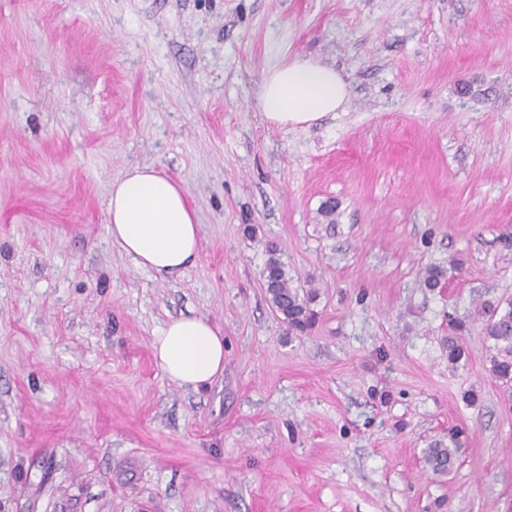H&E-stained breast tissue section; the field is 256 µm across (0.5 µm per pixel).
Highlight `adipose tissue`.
Here are the masks:
<instances>
[{
    "label": "adipose tissue",
    "instance_id": "obj_1",
    "mask_svg": "<svg viewBox=\"0 0 512 512\" xmlns=\"http://www.w3.org/2000/svg\"><path fill=\"white\" fill-rule=\"evenodd\" d=\"M349 95L339 72L296 55L267 71L259 105L279 128H307L341 110ZM112 241L135 264L160 274L179 273L198 257L199 226L184 188L151 166H138L116 180L107 204ZM164 374L181 386L211 384L224 370V334L199 316L169 320L153 339Z\"/></svg>",
    "mask_w": 512,
    "mask_h": 512
}]
</instances>
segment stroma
<instances>
[{
	"label": "stroma",
	"mask_w": 512,
	"mask_h": 512,
	"mask_svg": "<svg viewBox=\"0 0 512 512\" xmlns=\"http://www.w3.org/2000/svg\"><path fill=\"white\" fill-rule=\"evenodd\" d=\"M298 54L349 96L280 129L259 87ZM137 165L195 213L180 274L112 242ZM486 300L512 302V0H0V512H512V384L480 330L448 362ZM182 315L224 331L210 386L154 357ZM265 293L272 308L282 315L283 321L292 333L305 334L316 321V313L311 308L314 292H306L302 297L296 288L289 285L288 271L276 249L269 251L264 270ZM462 431H455L448 434V447L439 444L434 448H428L425 453V462L436 474H445L453 467L456 454L462 446Z\"/></svg>",
	"instance_id": "stroma-1"
}]
</instances>
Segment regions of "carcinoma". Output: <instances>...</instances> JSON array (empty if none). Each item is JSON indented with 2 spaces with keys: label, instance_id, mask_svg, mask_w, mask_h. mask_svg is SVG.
<instances>
[{
  "label": "carcinoma",
  "instance_id": "obj_1",
  "mask_svg": "<svg viewBox=\"0 0 512 512\" xmlns=\"http://www.w3.org/2000/svg\"><path fill=\"white\" fill-rule=\"evenodd\" d=\"M265 293L272 308L282 315L288 330L304 334L311 330L316 321V313L311 308L315 294L304 295L290 287L288 271L277 250L269 251L264 270ZM482 321V331L493 342L489 371L493 377L505 384L512 382V302L508 309L499 312V306L490 302L480 304L474 315L467 319L448 320V362L457 364L465 351L460 344L461 336L468 333L473 323ZM462 432L448 434V445L439 444L425 453V462L436 474H445L453 467L456 454L462 446Z\"/></svg>",
  "mask_w": 512,
  "mask_h": 512
}]
</instances>
